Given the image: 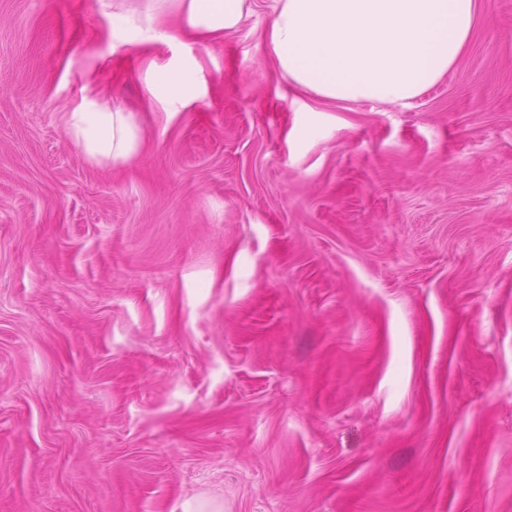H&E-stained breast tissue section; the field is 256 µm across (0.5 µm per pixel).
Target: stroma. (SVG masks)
<instances>
[{
	"label": "stroma",
	"mask_w": 512,
	"mask_h": 512,
	"mask_svg": "<svg viewBox=\"0 0 512 512\" xmlns=\"http://www.w3.org/2000/svg\"><path fill=\"white\" fill-rule=\"evenodd\" d=\"M250 3L0 0V512H512V0L409 106L298 92ZM159 5L180 3L188 28L198 37L218 36L235 30L245 15L246 0H152ZM155 92L172 98H191L196 94V84L190 67L164 71L157 80ZM67 121L68 132L92 158L127 161L139 149V132L118 109L101 110L81 104L70 112Z\"/></svg>",
	"instance_id": "1"
}]
</instances>
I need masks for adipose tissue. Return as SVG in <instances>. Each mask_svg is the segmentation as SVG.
<instances>
[{"label": "adipose tissue", "instance_id": "1", "mask_svg": "<svg viewBox=\"0 0 512 512\" xmlns=\"http://www.w3.org/2000/svg\"><path fill=\"white\" fill-rule=\"evenodd\" d=\"M199 37L235 30L247 0H179ZM477 0H274L262 33L274 66L298 90L340 103L404 105L464 53ZM67 130L93 158L131 159L140 135L120 110L79 105Z\"/></svg>", "mask_w": 512, "mask_h": 512}]
</instances>
